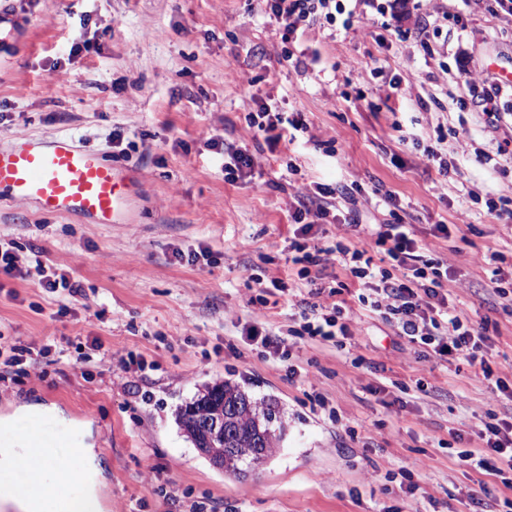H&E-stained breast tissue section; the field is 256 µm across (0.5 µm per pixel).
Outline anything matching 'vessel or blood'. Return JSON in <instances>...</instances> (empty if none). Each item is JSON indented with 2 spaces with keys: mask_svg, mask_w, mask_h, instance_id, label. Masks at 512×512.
I'll return each mask as SVG.
<instances>
[{
  "mask_svg": "<svg viewBox=\"0 0 512 512\" xmlns=\"http://www.w3.org/2000/svg\"><path fill=\"white\" fill-rule=\"evenodd\" d=\"M139 180L138 172L77 145L67 135L26 138L0 149V195L34 201L47 216L121 223Z\"/></svg>",
  "mask_w": 512,
  "mask_h": 512,
  "instance_id": "vessel-or-blood-1",
  "label": "vessel or blood"
}]
</instances>
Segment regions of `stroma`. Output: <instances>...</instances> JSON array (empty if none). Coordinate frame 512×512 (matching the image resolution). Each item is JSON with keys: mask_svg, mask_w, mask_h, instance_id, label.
<instances>
[{"mask_svg": "<svg viewBox=\"0 0 512 512\" xmlns=\"http://www.w3.org/2000/svg\"><path fill=\"white\" fill-rule=\"evenodd\" d=\"M261 0H28L22 38L0 48V149L26 137L69 134L104 157L112 132L134 150L143 175L123 224L45 216L30 200L0 199V238L45 249L83 298L59 314L53 294L31 280L0 276V334L29 346L45 374L0 364V418L32 408L43 428L90 445L103 512H470L487 484L488 512H512V488L461 465L457 450H480L487 412L504 413L478 368L416 352L347 282L353 334L343 348L297 340L288 361L267 360L250 326L276 333L296 323L288 298L255 304L254 277L288 279V209L303 184L353 187L363 221L382 223L376 193L395 196L418 239L448 262L450 300L499 332L493 369L512 370V308L488 288L481 254L512 252L504 223L469 190L512 199V164L497 146L512 141V18L486 0H407L401 19L358 0L360 26L321 21L295 49L318 63L283 58L282 30ZM429 21L427 45L411 29ZM91 50L70 54L71 46ZM497 82L506 117L488 126L467 76ZM303 113L309 135L296 153L270 151L245 117L260 103ZM415 129L400 141L392 123ZM247 147L250 180L227 179L220 154ZM459 153L444 176L424 155ZM489 154L477 162L474 149ZM299 175H290L287 162ZM459 225L434 237L433 224ZM209 248L191 265L175 250ZM88 358L87 369L58 351ZM363 357L354 365V357ZM297 377H289V367ZM273 400L285 431L274 454L235 477L214 468L184 436L179 407L215 381ZM462 439L451 442L450 430ZM420 488L408 491L401 470Z\"/></svg>", "mask_w": 512, "mask_h": 512, "instance_id": "1", "label": "stroma"}]
</instances>
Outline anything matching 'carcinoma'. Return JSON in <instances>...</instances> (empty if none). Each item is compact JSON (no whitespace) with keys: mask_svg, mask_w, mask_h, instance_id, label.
Listing matches in <instances>:
<instances>
[{"mask_svg":"<svg viewBox=\"0 0 512 512\" xmlns=\"http://www.w3.org/2000/svg\"><path fill=\"white\" fill-rule=\"evenodd\" d=\"M195 411H189V407ZM177 412V421L186 437L195 446L203 440L196 415L224 409L228 437L224 438V450L217 455L224 456V472L239 475L240 464L249 461L258 465L273 452L282 437L283 426L273 427L276 412L272 404L257 402L235 384L228 381L206 385L191 402ZM261 447L264 453L248 459L241 456L239 449L248 445Z\"/></svg>","mask_w":512,"mask_h":512,"instance_id":"cac0c4a2","label":"carcinoma"}]
</instances>
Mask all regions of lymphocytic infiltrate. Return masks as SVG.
I'll list each match as a JSON object with an SVG mask.
<instances>
[{"instance_id": "lymphocytic-infiltrate-1", "label": "lymphocytic infiltrate", "mask_w": 512, "mask_h": 512, "mask_svg": "<svg viewBox=\"0 0 512 512\" xmlns=\"http://www.w3.org/2000/svg\"><path fill=\"white\" fill-rule=\"evenodd\" d=\"M270 18L283 31L284 42H291L298 30L318 21L341 23L351 28L344 0H264ZM249 126L266 136L269 147L293 144L307 133L309 126L302 113L284 115L269 104L248 113ZM294 229L288 244V260L298 265L297 276L311 287L310 296L297 303L300 327L295 335L276 334L251 327L250 336L267 348L271 359L290 344L291 337H308L320 344H338L349 336L351 314L336 296L338 286H317L312 270H324L330 259H337L348 276L362 288L361 305L377 313L393 326L398 335L416 348H429L438 360L465 361L479 366L491 393L500 400L512 401V386L492 370L486 358L492 347L488 324L474 321L448 302L446 283L450 278L447 263L430 256L401 215L374 225L368 241L320 243L316 229L323 224L343 220L357 228L361 211L347 186L315 185L313 190L296 196L289 211ZM0 275L37 280L53 293L60 312L83 294L81 285L58 276L47 264L43 250L21 253L13 241L0 240ZM487 451L459 452L458 458L474 470L495 475L512 488V415L489 413L478 431Z\"/></svg>"}]
</instances>
